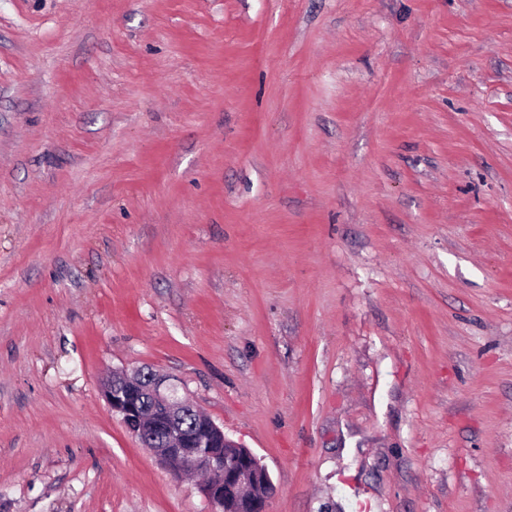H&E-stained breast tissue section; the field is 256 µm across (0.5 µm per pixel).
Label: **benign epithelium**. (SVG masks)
Returning a JSON list of instances; mask_svg holds the SVG:
<instances>
[{
	"label": "benign epithelium",
	"mask_w": 512,
	"mask_h": 512,
	"mask_svg": "<svg viewBox=\"0 0 512 512\" xmlns=\"http://www.w3.org/2000/svg\"><path fill=\"white\" fill-rule=\"evenodd\" d=\"M148 392L153 401L151 419L144 418L141 398ZM103 397L112 413L121 417L127 429L145 442L148 429L166 430V449L160 460L175 477L188 470L202 471L209 479L200 491L210 505V512H267L274 487L268 472L252 452L230 464L225 449L240 444L226 438L224 429L199 410L188 398L179 397L175 390L163 387L162 379L151 375L142 380V372H124L102 385ZM191 410L198 416L197 431L187 433L170 424L176 414Z\"/></svg>",
	"instance_id": "1"
}]
</instances>
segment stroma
I'll use <instances>...</instances> for the list:
<instances>
[{
    "label": "stroma",
    "instance_id": "1",
    "mask_svg": "<svg viewBox=\"0 0 512 512\" xmlns=\"http://www.w3.org/2000/svg\"><path fill=\"white\" fill-rule=\"evenodd\" d=\"M512 512V0H0V512ZM112 377L102 385L103 397L113 414L119 415L127 429L145 446L149 428H165L166 449L160 460L175 477L185 471H202L209 475L200 485V491L210 505V512H267L274 487L270 476L260 468L259 460L250 451L228 464L225 448H245L226 438L224 429L199 410L188 398L176 396L172 388H163L162 379L154 374L144 384L142 371ZM144 392L151 395L153 414L150 420L141 411ZM191 410L198 416L197 431L187 433L170 424L176 414ZM251 459L255 461L253 464ZM245 487H251L248 497Z\"/></svg>",
    "mask_w": 512,
    "mask_h": 512
}]
</instances>
